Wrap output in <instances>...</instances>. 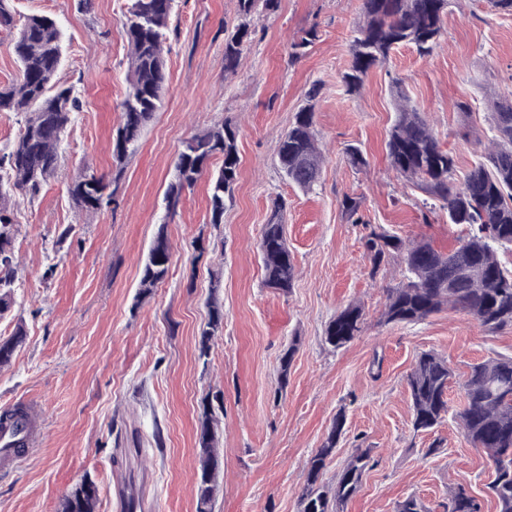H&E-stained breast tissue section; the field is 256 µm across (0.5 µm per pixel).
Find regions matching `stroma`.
Segmentation results:
<instances>
[{"mask_svg": "<svg viewBox=\"0 0 512 512\" xmlns=\"http://www.w3.org/2000/svg\"><path fill=\"white\" fill-rule=\"evenodd\" d=\"M11 6L17 16L57 22L59 76L80 104L39 198L17 191L8 199L17 274L0 338L20 324L26 339L0 369V411L21 401L45 425L34 452L0 475V512H62L65 497L87 480L98 488L99 512H123L130 495L150 512H195L199 420L213 396L223 403L214 512H300L308 462L340 414L345 426L324 481L335 483L356 448L370 449L373 463L344 512H397L410 496L444 512L460 485L482 512H498L488 490L494 465L466 441L453 414L415 431L408 377L421 353L447 359L454 413L473 364L512 357V327L490 332L448 309L418 323H384L387 291L402 282L404 265L394 256L373 266L362 237L370 224L444 251L457 246L461 227L443 212L422 220L421 192L389 165L392 81L402 80L465 174L487 144L489 101L512 98V16L486 0H449L431 56L399 46L351 95L342 76L363 0H280L277 11L251 18L253 39L231 73L224 31L239 22L237 0H176L162 103L138 151L118 162L113 142L131 77L127 0ZM312 26L318 40L306 56L292 57L291 44ZM315 83L324 161L320 185L306 192L284 177L278 148ZM222 121L236 128L240 156L223 223H212L208 199L218 157L166 214L164 194L184 142ZM351 146L367 157L365 168L350 165ZM88 173L119 185L98 210L82 209L70 193ZM348 196L360 200L365 224L347 221ZM275 213L295 267L285 291L267 287L259 251ZM161 229L172 248L169 271L145 296L141 271ZM214 299L224 324L203 354L200 332ZM350 305L361 308L363 328L333 348L326 328ZM289 349L284 375L280 358Z\"/></svg>", "mask_w": 512, "mask_h": 512, "instance_id": "35a3bbf8", "label": "stroma"}]
</instances>
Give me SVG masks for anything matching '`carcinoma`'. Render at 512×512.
<instances>
[{
	"label": "carcinoma",
	"mask_w": 512,
	"mask_h": 512,
	"mask_svg": "<svg viewBox=\"0 0 512 512\" xmlns=\"http://www.w3.org/2000/svg\"><path fill=\"white\" fill-rule=\"evenodd\" d=\"M11 0H0V27L18 28L13 51L19 77L0 87V112L24 114V125L11 150L0 155V318L13 306L16 263L13 249L14 222L5 199L19 190L38 196L59 162V145L78 110L79 100L59 78L62 61V33L56 22L42 15H30L17 23ZM174 0H130L123 26L131 46L132 76L121 104V123L114 154L117 161L135 153L142 131L158 110L165 92L163 42ZM238 14L250 18L259 12H274L279 0H237ZM448 0H363L365 21L354 38L352 62L343 78L345 91H359L369 71L387 59L400 45L413 46L419 56L433 53L441 34V17ZM252 30L242 22L224 32V70L234 71ZM318 38L316 28L304 32L292 44V54L300 57ZM395 119L386 140L391 168L417 187L425 198L422 208L431 213L437 207L448 214V223L465 226L458 246L442 252L429 242L406 243L396 235L374 228L363 236V246L373 264L399 254L405 264L404 280L388 291L384 311L386 323H415L444 309L459 310L489 331L512 326V266L503 261L512 255V99L492 102L491 139L476 163L459 180L452 154L439 141L411 99L395 81ZM321 88L312 85L305 93V105L280 142L281 169L298 188L311 191L319 183L323 157L317 144L314 109ZM222 157V165L210 182L209 205L212 223L224 218L226 202L232 200L239 175L237 131L217 124L188 140L179 152L174 178L165 192L166 211L173 214L183 193L192 189L210 161ZM106 184L87 174L71 187V195L87 210L102 206ZM342 208L348 221L364 224L360 201L345 197ZM171 248L164 231L152 241L140 278L142 293L148 294L168 274ZM260 253L266 283L286 290L294 280V266L277 216L263 226ZM224 322V312L209 303V318L201 330L200 354L206 355L210 337ZM363 314L358 306H348L326 329V341L340 348L361 331ZM25 332L17 325L13 334L0 338V366L11 363ZM451 371L447 361L434 354H421L408 377L413 425L431 430L449 414L448 388ZM463 409L456 413L464 438L476 448H496L495 477L489 489L498 512H512V357L490 358L471 367L462 385ZM220 405L203 407L199 432L196 512H213L219 459L217 411ZM344 417L331 430L310 459L307 483L301 496V512H340L359 488L370 468V449H359L341 471L334 492L321 484L326 460L333 455L342 434ZM476 497L464 487L452 490L446 512H477ZM98 492L91 481L80 484L66 499L63 512H97Z\"/></svg>",
	"instance_id": "obj_1"
}]
</instances>
